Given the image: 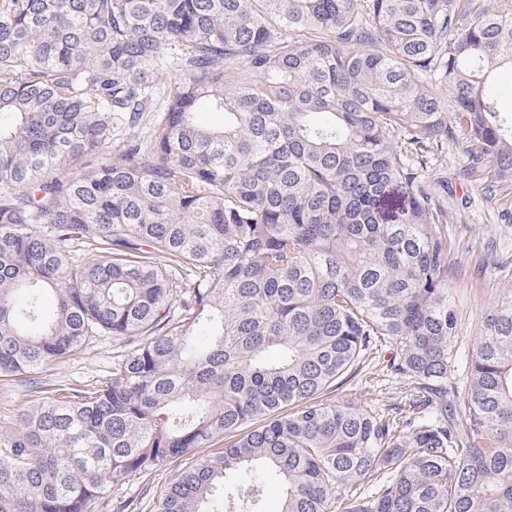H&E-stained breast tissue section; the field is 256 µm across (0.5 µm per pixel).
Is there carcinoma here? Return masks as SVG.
Instances as JSON below:
<instances>
[{"mask_svg":"<svg viewBox=\"0 0 512 512\" xmlns=\"http://www.w3.org/2000/svg\"><path fill=\"white\" fill-rule=\"evenodd\" d=\"M505 66L484 0H0V376L124 343L0 432V512H92L235 432L152 512H262L272 478L280 512H512V300L448 387L427 176L452 143L512 186ZM387 344L414 412L326 399ZM490 93L496 98L503 112L512 113V71L508 68L499 69L491 84Z\"/></svg>","mask_w":512,"mask_h":512,"instance_id":"obj_1","label":"carcinoma"}]
</instances>
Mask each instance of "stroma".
I'll return each mask as SVG.
<instances>
[{"label": "stroma", "instance_id": "1", "mask_svg": "<svg viewBox=\"0 0 512 512\" xmlns=\"http://www.w3.org/2000/svg\"><path fill=\"white\" fill-rule=\"evenodd\" d=\"M462 158L461 147L449 146L448 222L443 232L448 238V293L457 314V348L464 353L485 317L498 303L512 299V219L503 215L504 208H512V186L491 183L485 171L460 178ZM121 349L120 340L96 337L80 353L45 366L37 380L26 375L0 377V431L14 427L31 401L58 388L105 381L112 358ZM393 353L389 346L376 349L346 384L348 398L380 417L409 406L417 395L414 382L392 372ZM224 446L219 439L193 449L157 472L112 487L110 493L123 498L125 512H151L171 478Z\"/></svg>", "mask_w": 512, "mask_h": 512}]
</instances>
